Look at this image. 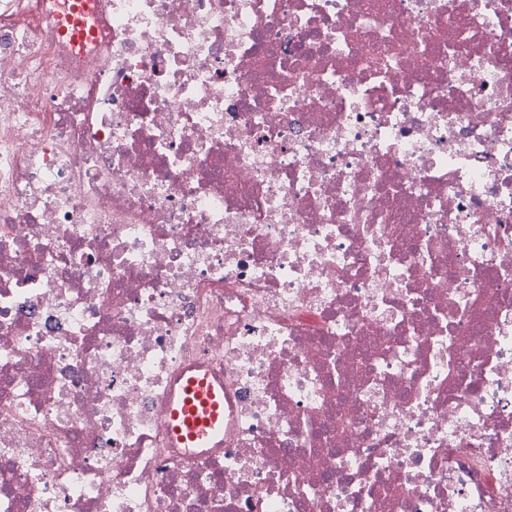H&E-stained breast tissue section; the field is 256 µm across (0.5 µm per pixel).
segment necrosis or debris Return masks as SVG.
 <instances>
[{
	"instance_id": "obj_1",
	"label": "necrosis or debris",
	"mask_w": 512,
	"mask_h": 512,
	"mask_svg": "<svg viewBox=\"0 0 512 512\" xmlns=\"http://www.w3.org/2000/svg\"><path fill=\"white\" fill-rule=\"evenodd\" d=\"M0 512H512V0H0ZM163 425L171 441L181 448H202L224 439V385L208 372L180 375Z\"/></svg>"
}]
</instances>
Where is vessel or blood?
Masks as SVG:
<instances>
[{
    "label": "vessel or blood",
    "instance_id": "obj_1",
    "mask_svg": "<svg viewBox=\"0 0 512 512\" xmlns=\"http://www.w3.org/2000/svg\"><path fill=\"white\" fill-rule=\"evenodd\" d=\"M163 425L171 441L184 448L216 442L224 433V387L209 373L181 376Z\"/></svg>",
    "mask_w": 512,
    "mask_h": 512
}]
</instances>
